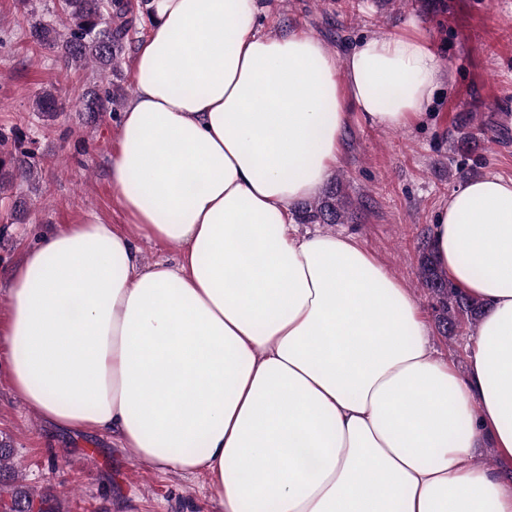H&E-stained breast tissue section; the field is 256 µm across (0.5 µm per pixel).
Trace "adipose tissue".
Segmentation results:
<instances>
[{
  "label": "adipose tissue",
  "mask_w": 512,
  "mask_h": 512,
  "mask_svg": "<svg viewBox=\"0 0 512 512\" xmlns=\"http://www.w3.org/2000/svg\"><path fill=\"white\" fill-rule=\"evenodd\" d=\"M109 164L130 224L90 213L8 274L14 390L41 418L205 475L223 512H512V178L455 187L438 266L483 303L466 373L353 238L294 233L350 109L424 116L446 75L418 33L259 29L254 0H153ZM177 261H142V242ZM491 445L498 459L477 460Z\"/></svg>",
  "instance_id": "adipose-tissue-1"
}]
</instances>
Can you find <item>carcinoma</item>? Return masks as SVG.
Masks as SVG:
<instances>
[{
  "label": "carcinoma",
  "instance_id": "cac0c4a2",
  "mask_svg": "<svg viewBox=\"0 0 512 512\" xmlns=\"http://www.w3.org/2000/svg\"><path fill=\"white\" fill-rule=\"evenodd\" d=\"M60 19L56 24L44 20L32 8L27 23L31 41L52 54L67 69L90 68L107 78L119 72L126 51L131 48L136 32L137 13L149 0L133 5L129 0H58ZM121 86L104 89L95 84L80 95L79 111L97 121L112 112ZM66 106L53 93L43 91L35 99V111L53 116L65 111ZM468 120L458 127V134L450 143V151L462 150L475 140ZM37 170L33 153L8 146V139L0 135V194L12 189L18 182H33ZM350 207L343 179L338 178L325 189L322 196L302 206L301 222L343 224ZM419 276L426 287L441 296L436 321L444 335L457 329L462 320L475 323L483 314V306L456 288L438 268L433 254H422ZM14 449L0 443V512H31L40 504L45 512H59L60 506L23 484L12 470Z\"/></svg>",
  "mask_w": 512,
  "mask_h": 512
}]
</instances>
